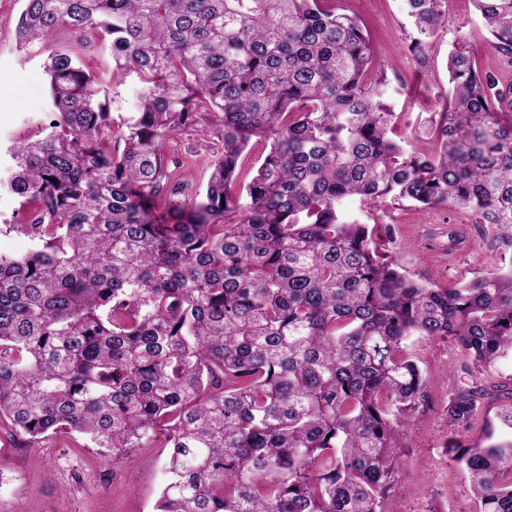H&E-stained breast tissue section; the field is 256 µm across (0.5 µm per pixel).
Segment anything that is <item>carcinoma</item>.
Returning <instances> with one entry per match:
<instances>
[{"mask_svg": "<svg viewBox=\"0 0 512 512\" xmlns=\"http://www.w3.org/2000/svg\"><path fill=\"white\" fill-rule=\"evenodd\" d=\"M421 50L446 0H405ZM512 66V0H473ZM133 73L106 146L109 91L63 30ZM58 120L9 149L26 207L0 254V429L35 448L81 434L112 458L169 449L156 512H384L425 380L406 341L454 340L473 368L512 353V85L448 52L435 149L394 137L387 76L336 0H24ZM214 136L205 187L176 181L173 135ZM254 137L272 139L247 181ZM248 204L241 206L239 197ZM366 202L448 204L493 229L496 268L420 283L346 218ZM493 392L457 386L468 430ZM478 512H512V444H448Z\"/></svg>", "mask_w": 512, "mask_h": 512, "instance_id": "cac0c4a2", "label": "carcinoma"}]
</instances>
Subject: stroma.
Returning <instances> with one entry per match:
<instances>
[{
    "instance_id": "stroma-1",
    "label": "stroma",
    "mask_w": 512,
    "mask_h": 512,
    "mask_svg": "<svg viewBox=\"0 0 512 512\" xmlns=\"http://www.w3.org/2000/svg\"><path fill=\"white\" fill-rule=\"evenodd\" d=\"M447 5V27L420 52L412 48L415 32L404 0H336L337 9L365 28L385 66L397 135L425 152L435 147L427 121L446 107V60L457 39L471 45L479 68L512 84V69L503 68L488 47L472 0H447ZM22 7L23 0H0V223L21 220L24 212L9 189L12 161L5 150L52 119L43 56L38 48L23 49L16 42ZM85 62L116 98L110 138L119 140V119L133 109L134 77L113 70L104 46L91 47ZM164 150L180 161L175 179L201 188L221 144L178 135L166 141ZM339 208L348 218L376 226L380 252L415 280L448 288L495 266L492 231L471 212L448 206L418 209L387 198L368 206L356 197L344 198ZM410 347L424 374L426 401L398 444L399 472L385 512H476L467 475L449 463L446 448L454 439L482 448L512 440V430L500 421L512 399L488 402L471 429L458 432L448 425V393L483 378L512 390V356L501 358L483 377L465 369L463 354L450 339L416 337ZM166 458L161 448H135L115 461L86 440L66 436L23 448L0 431V512H154Z\"/></svg>"
}]
</instances>
